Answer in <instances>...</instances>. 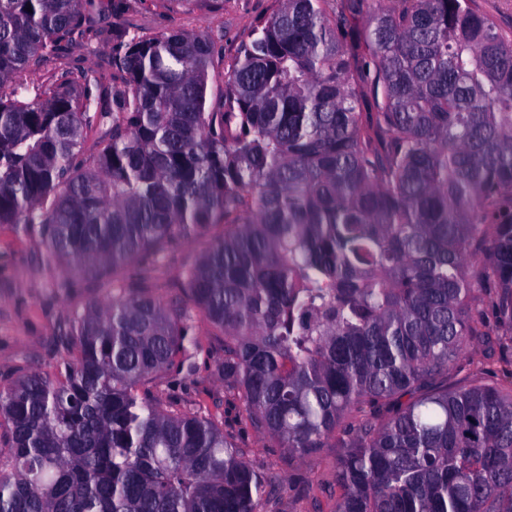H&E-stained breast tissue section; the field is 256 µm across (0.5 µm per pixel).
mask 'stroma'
<instances>
[{
    "label": "stroma",
    "mask_w": 512,
    "mask_h": 512,
    "mask_svg": "<svg viewBox=\"0 0 512 512\" xmlns=\"http://www.w3.org/2000/svg\"><path fill=\"white\" fill-rule=\"evenodd\" d=\"M276 7V0H224L223 11L217 12L210 0H132L125 19L147 35L173 28L222 35V52L229 60L248 39L256 21ZM205 245L202 239L179 243L162 266L150 271L157 296L171 299L172 286L182 269L195 260ZM42 249L36 236L23 233L14 225L0 224V387L21 371L54 373L60 354L51 338L60 323L73 308L107 297L103 288L57 292L53 283L61 271L41 263ZM196 334L201 347L195 358L194 380L177 388L175 395L187 400L201 392L222 400L224 381L217 368L221 339L203 320L198 321ZM224 420L227 427L239 432L253 467L275 483L278 500L264 503L265 512H329L343 449L330 446L302 459L241 423L235 404L226 405Z\"/></svg>",
    "instance_id": "stroma-1"
}]
</instances>
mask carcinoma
Segmentation results:
<instances>
[{"label":"carcinoma","mask_w":512,"mask_h":512,"mask_svg":"<svg viewBox=\"0 0 512 512\" xmlns=\"http://www.w3.org/2000/svg\"><path fill=\"white\" fill-rule=\"evenodd\" d=\"M278 2L209 104L203 32L0 0V224L112 281L54 374L0 389V512H260L273 483L234 433L149 387L194 375L200 318L258 432L345 449L332 512H512V383L448 386L464 349L512 344V32L475 0ZM101 45L26 99L45 55ZM217 225L162 300L146 272Z\"/></svg>","instance_id":"carcinoma-1"}]
</instances>
